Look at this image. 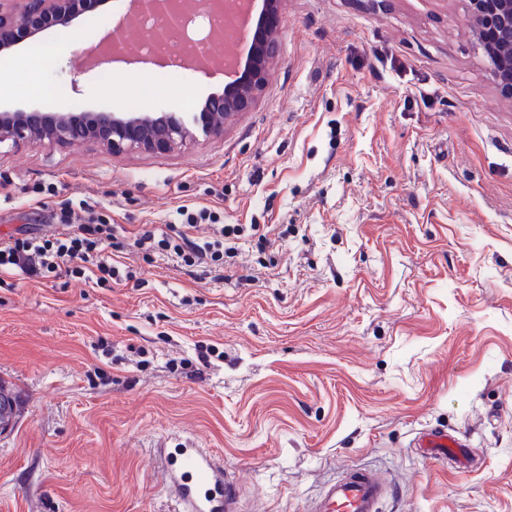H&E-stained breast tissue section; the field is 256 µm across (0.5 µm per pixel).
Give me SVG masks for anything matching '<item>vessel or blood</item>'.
Segmentation results:
<instances>
[{
    "instance_id": "obj_1",
    "label": "vessel or blood",
    "mask_w": 512,
    "mask_h": 512,
    "mask_svg": "<svg viewBox=\"0 0 512 512\" xmlns=\"http://www.w3.org/2000/svg\"><path fill=\"white\" fill-rule=\"evenodd\" d=\"M418 447L455 459L464 441L445 430L424 433ZM166 486L180 505V512H239L235 478L204 448H181L168 458ZM390 484L380 474L356 470L330 481L310 512H382Z\"/></svg>"
}]
</instances>
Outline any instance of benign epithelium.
<instances>
[{
  "mask_svg": "<svg viewBox=\"0 0 512 512\" xmlns=\"http://www.w3.org/2000/svg\"><path fill=\"white\" fill-rule=\"evenodd\" d=\"M144 15L163 16L168 27L184 36L190 55L180 59L186 66L208 71L210 62L199 59L200 43L189 35L196 17L219 15L220 0H133ZM472 25V36L479 45L488 76L500 95L512 100V0H464ZM280 0H265V16L253 39L250 65L242 75L224 63L218 68L230 81L224 91L208 97L200 112H0V145L10 141L38 145L45 142L76 144L93 142L114 152H168L196 136L219 135L224 121L248 111L267 83L268 58L273 54ZM72 0H0V51L33 37L48 25L67 27L72 21ZM127 47L118 41L73 62V68L87 73L112 62L152 63L161 57L140 54L129 60Z\"/></svg>",
  "mask_w": 512,
  "mask_h": 512,
  "instance_id": "7a95c632",
  "label": "benign epithelium"
}]
</instances>
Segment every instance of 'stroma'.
Listing matches in <instances>:
<instances>
[{
  "label": "stroma",
  "mask_w": 512,
  "mask_h": 512,
  "mask_svg": "<svg viewBox=\"0 0 512 512\" xmlns=\"http://www.w3.org/2000/svg\"><path fill=\"white\" fill-rule=\"evenodd\" d=\"M89 8L0 53V111L191 112L226 78L74 56ZM65 38L55 57L37 45ZM269 80L168 153L0 146V239L94 209L132 279L0 281V512H174L163 451L209 448L240 512H308L353 469L384 512H512V102L462 0H282ZM241 228L223 279L134 241L178 207ZM463 435L475 467L416 451Z\"/></svg>",
  "instance_id": "obj_1"
}]
</instances>
